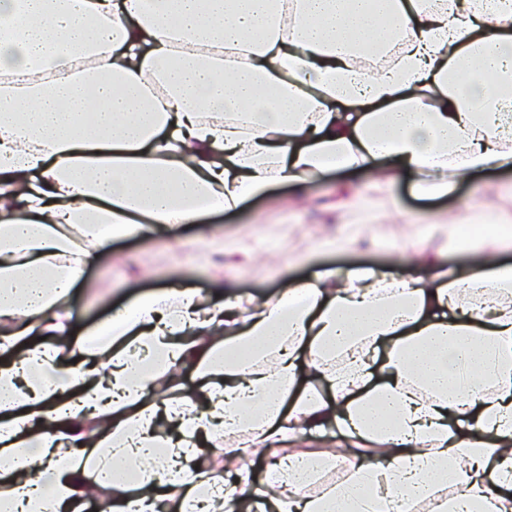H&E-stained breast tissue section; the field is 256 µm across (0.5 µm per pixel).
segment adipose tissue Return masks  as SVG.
Here are the masks:
<instances>
[{
    "label": "adipose tissue",
    "instance_id": "1",
    "mask_svg": "<svg viewBox=\"0 0 512 512\" xmlns=\"http://www.w3.org/2000/svg\"><path fill=\"white\" fill-rule=\"evenodd\" d=\"M490 166L512 167V0H0V512L102 488L114 512H512L510 213L480 265L413 255L426 282L173 284L79 335L67 308L114 238L334 172L441 196ZM329 427L341 453L240 467Z\"/></svg>",
    "mask_w": 512,
    "mask_h": 512
}]
</instances>
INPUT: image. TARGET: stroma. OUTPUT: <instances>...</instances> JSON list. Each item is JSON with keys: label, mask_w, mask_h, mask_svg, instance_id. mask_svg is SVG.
<instances>
[{"label": "stroma", "mask_w": 512, "mask_h": 512, "mask_svg": "<svg viewBox=\"0 0 512 512\" xmlns=\"http://www.w3.org/2000/svg\"><path fill=\"white\" fill-rule=\"evenodd\" d=\"M509 181L512 170L487 168L458 179L447 196L428 198L417 192L414 173H402L388 187L363 175L357 180L359 191L376 202V216L352 214L344 222L326 211L335 199V176L309 185L299 197L284 184L275 190L276 201H249L236 212L177 228L167 238L114 239L85 269L84 284L76 288L68 307L78 330L85 331L108 317L113 307L170 283L197 289L204 296L231 293L261 304L283 288L315 280L330 269L420 277L423 269L403 261L401 253L436 249V241L424 235L426 216H435L453 234L460 202L480 205L491 216L512 212V195L500 189ZM241 239L249 240L252 249L250 260L238 266L209 261L205 252L187 248L198 240L231 244Z\"/></svg>", "instance_id": "35a3bbf8"}]
</instances>
